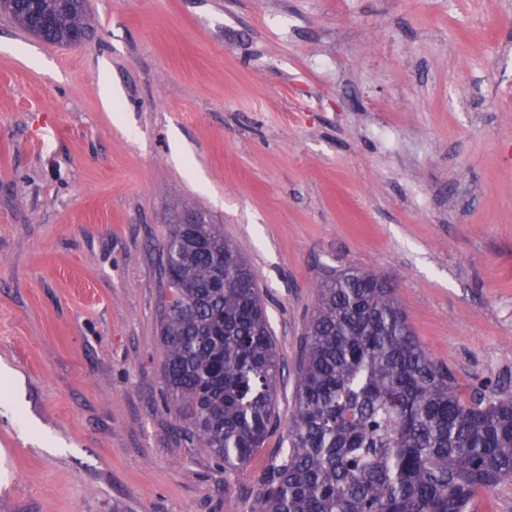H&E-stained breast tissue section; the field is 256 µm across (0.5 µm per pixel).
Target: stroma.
I'll return each mask as SVG.
<instances>
[{
    "label": "stroma",
    "instance_id": "obj_1",
    "mask_svg": "<svg viewBox=\"0 0 512 512\" xmlns=\"http://www.w3.org/2000/svg\"><path fill=\"white\" fill-rule=\"evenodd\" d=\"M86 14L62 48L0 13V512H249L342 271L393 280L461 396L512 394V0ZM191 211L244 257L285 367L280 426L241 472L163 405V246Z\"/></svg>",
    "mask_w": 512,
    "mask_h": 512
}]
</instances>
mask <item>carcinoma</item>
<instances>
[{"label": "carcinoma", "mask_w": 512, "mask_h": 512, "mask_svg": "<svg viewBox=\"0 0 512 512\" xmlns=\"http://www.w3.org/2000/svg\"><path fill=\"white\" fill-rule=\"evenodd\" d=\"M35 38L72 46L85 0H0ZM163 387L180 435L243 469L276 429L281 362L253 273L199 214L165 245ZM512 481V395L461 398L416 340L394 289L364 271L317 287L287 449L250 512H475Z\"/></svg>", "instance_id": "1"}]
</instances>
